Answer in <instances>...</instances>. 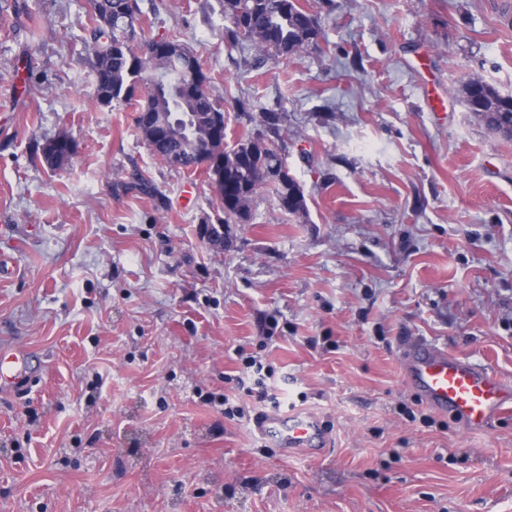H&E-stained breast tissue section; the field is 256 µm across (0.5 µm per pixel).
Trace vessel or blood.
Instances as JSON below:
<instances>
[{
	"instance_id": "vessel-or-blood-1",
	"label": "vessel or blood",
	"mask_w": 512,
	"mask_h": 512,
	"mask_svg": "<svg viewBox=\"0 0 512 512\" xmlns=\"http://www.w3.org/2000/svg\"><path fill=\"white\" fill-rule=\"evenodd\" d=\"M399 359L407 382L423 401L456 416L465 429H487L493 420L512 412V382L488 366L411 336L402 339ZM30 375L27 351L11 344L0 345V388H15ZM256 429L289 454L316 456L327 446L324 428L311 415L269 413L257 421Z\"/></svg>"
}]
</instances>
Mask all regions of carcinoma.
<instances>
[{"instance_id": "carcinoma-1", "label": "carcinoma", "mask_w": 512, "mask_h": 512, "mask_svg": "<svg viewBox=\"0 0 512 512\" xmlns=\"http://www.w3.org/2000/svg\"><path fill=\"white\" fill-rule=\"evenodd\" d=\"M92 14L91 42L88 47L95 61V82L109 102H128L141 98V112H177L184 115L171 127L172 137L157 156L168 166L196 169L201 160L193 153L186 139L202 137L203 130L195 128L194 112H224V102L214 98L209 90V77L203 68L190 75L183 71L181 58H172L163 64L166 80L175 84L177 93L157 91L150 70L152 60L137 57V66H131L130 56L135 54L128 46V36L135 30L140 8L138 0H90ZM224 15L233 29L229 37H242L251 42L259 55L258 63L267 57H288L311 45L312 31L320 29L318 20L305 11L298 0H224ZM474 78L462 81L458 92L467 111L480 118L497 134L512 128V94H505L494 85L482 83L483 93L479 105L471 103L470 87ZM55 158L48 157L46 148H40L44 163L49 168H61L69 160L72 147L65 136L52 138ZM271 183L272 193L283 210L303 214L307 210L302 187L288 171L281 155L271 145L253 141L251 147L241 151L224 152V183L216 188L224 209V223L249 221L250 204L257 188Z\"/></svg>"}]
</instances>
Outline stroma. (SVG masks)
I'll use <instances>...</instances> for the list:
<instances>
[{
    "instance_id": "1",
    "label": "stroma",
    "mask_w": 512,
    "mask_h": 512,
    "mask_svg": "<svg viewBox=\"0 0 512 512\" xmlns=\"http://www.w3.org/2000/svg\"><path fill=\"white\" fill-rule=\"evenodd\" d=\"M23 2L0 0V344L37 360L0 390V512H512V415L467 431L398 361L423 336L512 381V140L456 94L512 92L492 0H300L320 45L261 64L224 0H139L131 46L193 51L225 145L281 115L307 212L262 187L246 224L157 158L136 102L95 104L89 0ZM60 134L53 171L35 146ZM239 346L280 412L321 421L322 456L224 418ZM48 142H54L56 144L55 148L52 149L54 155H55V165H53L51 158L48 157L47 150L45 148V144L41 145L40 151L43 158L44 163L50 168V169H59L63 167L69 160L70 155L68 154V149L72 147L71 140L65 136H57L52 139L45 140Z\"/></svg>"
}]
</instances>
